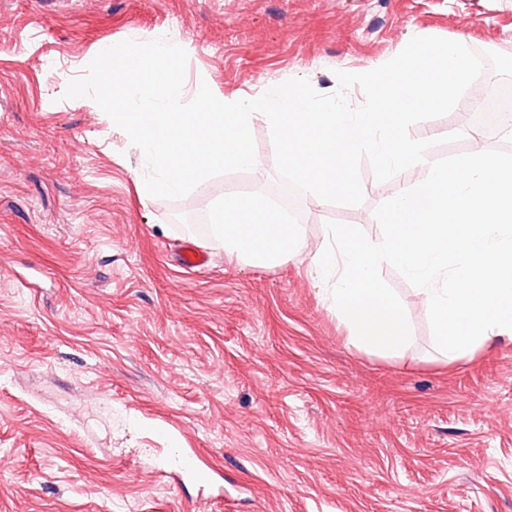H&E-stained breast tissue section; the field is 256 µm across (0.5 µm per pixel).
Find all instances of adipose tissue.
I'll return each mask as SVG.
<instances>
[{
	"label": "adipose tissue",
	"instance_id": "adipose-tissue-1",
	"mask_svg": "<svg viewBox=\"0 0 512 512\" xmlns=\"http://www.w3.org/2000/svg\"><path fill=\"white\" fill-rule=\"evenodd\" d=\"M211 231L239 259L266 267L284 261L300 238L298 226L268 208L264 197L255 193L225 195Z\"/></svg>",
	"mask_w": 512,
	"mask_h": 512
}]
</instances>
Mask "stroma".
Here are the masks:
<instances>
[{
    "label": "stroma",
    "instance_id": "35a3bbf8",
    "mask_svg": "<svg viewBox=\"0 0 512 512\" xmlns=\"http://www.w3.org/2000/svg\"><path fill=\"white\" fill-rule=\"evenodd\" d=\"M415 36L512 55V0H0V512H512V341L446 361L393 267L381 275L413 342L352 347L308 273L327 221L381 229L375 208L303 195L304 247L274 268L228 254L210 226L225 194L274 190L269 127L253 169L178 200L141 199L144 155L90 98L64 99L100 46L188 48L183 100L362 73ZM415 124L426 156L465 111ZM209 255L180 267L185 247ZM193 448L211 484L178 478Z\"/></svg>",
    "mask_w": 512,
    "mask_h": 512
}]
</instances>
